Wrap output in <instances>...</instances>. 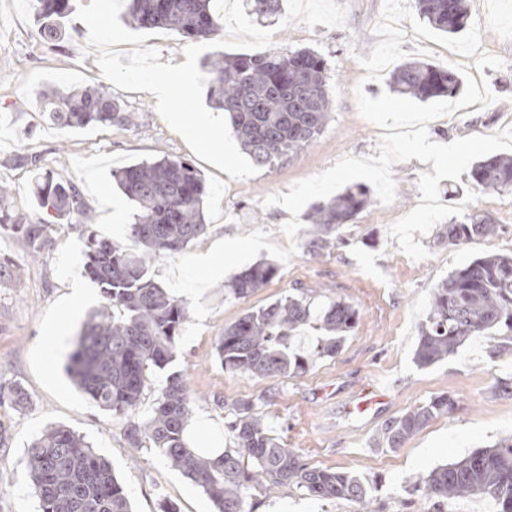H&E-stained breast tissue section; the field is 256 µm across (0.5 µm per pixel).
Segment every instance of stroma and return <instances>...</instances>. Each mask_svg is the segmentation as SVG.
I'll return each mask as SVG.
<instances>
[{
	"label": "stroma",
	"mask_w": 512,
	"mask_h": 512,
	"mask_svg": "<svg viewBox=\"0 0 512 512\" xmlns=\"http://www.w3.org/2000/svg\"><path fill=\"white\" fill-rule=\"evenodd\" d=\"M346 6L345 26L301 24L274 28L272 48H307L328 63L333 87L327 123L316 140L287 158L260 168L257 175L234 180L219 168L194 159L190 148L158 114L155 95L125 91L106 80L95 55L86 54L88 29L68 17L65 27L79 30L76 39L46 43L38 33L35 0H0V185L5 203L31 222L45 213L35 196L36 173L74 185L94 216L95 231L130 245L128 225L133 205L112 177L114 169L155 158L193 159L207 195V235L188 245L191 253H207L221 239L269 231L272 242L286 246L280 231L290 214L283 208H261L265 196L288 192L297 181L316 175L341 158L376 155L379 128L359 114L354 97L363 86L370 97L389 90V79L365 81L359 57L369 56L379 38L373 33L381 0H336ZM469 21L479 25L481 48L500 57V69L483 75L496 102L482 110L459 109L453 117L431 121L432 141L448 144L460 137L488 135L512 127V0H468ZM48 86L104 90L136 116L128 127L90 126L59 129L37 104ZM396 197L391 204L373 201L341 233L340 248L319 254L300 248L290 263L264 288L237 298L216 286L206 292L212 310L199 337L179 352L174 369L186 373L194 396L190 430L207 435L225 448L233 437L225 424L245 400L262 405L265 422L285 447L309 464L344 471L365 482L370 512H423L410 483L434 467L512 437V395L498 392L512 383V349L499 352L496 339L476 336L454 356L421 370L414 364L420 326L432 289L448 273L484 254L512 253V195L482 193L472 204L463 199L471 176L441 180L442 204H464L466 213L480 212L502 224L503 232L464 246L437 245L435 233L420 242L429 258L414 261L399 250L389 226L412 210L420 193L418 176L432 163L411 159L393 165ZM85 229L77 223L54 225L39 256L27 242L0 229V385L20 386L24 406L0 408L6 439L0 444V512H38L39 503L24 466L27 445L44 428L62 425L83 436L112 465L129 494L133 512H162L163 503L178 512H214L211 501L154 448H132L123 432L125 419L98 408L66 372L77 333L90 312L105 301L100 288L83 274ZM84 295L72 315L61 302L73 290ZM322 304L333 296L359 314L356 329L338 352L313 361L301 376L257 378L222 368L215 343L226 325L249 310L288 295ZM60 323L63 341L44 348L51 323ZM446 394L456 402L453 413L431 421L402 447L379 443L382 425L429 398ZM249 512H358L346 500H315L289 485L274 494L250 491Z\"/></svg>",
	"instance_id": "stroma-1"
}]
</instances>
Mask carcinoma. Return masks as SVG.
Listing matches in <instances>:
<instances>
[{"mask_svg": "<svg viewBox=\"0 0 512 512\" xmlns=\"http://www.w3.org/2000/svg\"><path fill=\"white\" fill-rule=\"evenodd\" d=\"M39 33L55 38L72 11L71 0H36ZM252 13L281 15L282 0H250ZM418 8L435 29L456 34L466 28V0H418ZM129 22L143 29L163 28L190 40L223 34L213 0H129ZM214 107L229 115L233 132L257 167L311 144L325 126L331 93L324 58L309 50H269L261 54H224L205 63ZM459 76L425 61H406L393 75V91L426 101L452 96ZM42 111L66 129L90 125L128 126L132 113L100 89L50 88L41 96ZM134 204L130 236L139 249L92 230L93 216L75 186L50 175L36 182V196L56 220L75 217L87 226L84 273L101 289L112 309L90 314L75 340L67 371L97 406L128 419L126 440L134 448H156L213 503L216 512H248L247 491L272 492L294 485L321 500H347L365 506L366 485L346 472L313 467L284 447L251 401L239 403L227 428L235 447L218 456L187 443L193 416L184 374L166 377L150 416L133 417L149 370H164L176 358L188 308L173 298L148 270L156 259L183 250L208 231L203 200L206 185L186 159L163 157L112 171ZM472 186L478 191L512 194V158L490 156L474 162ZM371 204L369 189L357 184L312 205L308 251L321 253L344 243L340 229ZM11 226L40 252L51 231L44 221L25 223L0 205V227ZM501 230L493 218L472 213L453 221L439 240L450 247L492 237ZM279 274L278 264L255 263L233 277L231 292L245 298ZM358 313L333 299L318 314L303 298L285 296L250 311L224 327L215 349L222 367L264 378L305 373L313 360L333 356L357 324ZM320 332L310 351L295 349L300 331ZM473 336H490L512 345V255L487 254L471 259L433 288L429 312L414 354L416 364L430 367L455 353ZM26 402L19 387H0V405ZM455 402L442 394L387 421L379 441L401 447L433 419L452 413ZM25 466L40 512H131L127 491L83 437L65 426L46 429L28 448ZM432 512L461 498L481 497L495 512H512V438L476 449L461 459L437 466L412 484Z\"/></svg>", "mask_w": 512, "mask_h": 512, "instance_id": "carcinoma-1", "label": "carcinoma"}]
</instances>
